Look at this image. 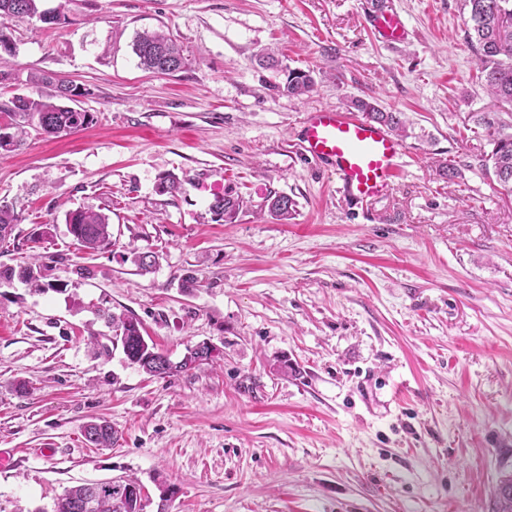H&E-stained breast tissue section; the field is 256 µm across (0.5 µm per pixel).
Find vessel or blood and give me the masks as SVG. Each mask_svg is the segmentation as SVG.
Instances as JSON below:
<instances>
[{
  "mask_svg": "<svg viewBox=\"0 0 512 512\" xmlns=\"http://www.w3.org/2000/svg\"><path fill=\"white\" fill-rule=\"evenodd\" d=\"M370 23L390 44L407 34L401 15L391 8L374 14ZM300 147L304 156L335 175L345 197L356 203L386 194L401 174V142L385 126L351 112L307 113Z\"/></svg>",
  "mask_w": 512,
  "mask_h": 512,
  "instance_id": "vessel-or-blood-1",
  "label": "vessel or blood"
}]
</instances>
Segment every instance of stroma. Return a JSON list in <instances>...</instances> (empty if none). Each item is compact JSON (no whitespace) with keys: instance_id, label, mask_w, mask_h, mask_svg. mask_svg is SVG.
Segmentation results:
<instances>
[{"instance_id":"35a3bbf8","label":"stroma","mask_w":512,"mask_h":512,"mask_svg":"<svg viewBox=\"0 0 512 512\" xmlns=\"http://www.w3.org/2000/svg\"><path fill=\"white\" fill-rule=\"evenodd\" d=\"M392 4L408 31L393 45L369 27L375 0H42L59 24L6 21L0 124L57 79L90 88L78 106L94 120L0 150V204L19 216L0 266L38 261L50 284L0 286V512L119 478L143 485L144 512H492L512 473V196L472 116L502 106L463 0ZM143 31L169 33L186 67L142 69ZM263 49L313 91H277ZM354 97L411 122L399 179L363 204L297 146L305 113ZM169 175L182 187L160 193ZM227 193L244 200L231 223L210 209ZM271 193L294 201L290 220ZM87 208L108 215L109 250L74 245L65 215ZM132 247L156 254L152 273ZM102 309L138 318L172 360L202 342L220 355L150 377L112 348ZM92 332L109 357L90 354ZM98 417L112 447L85 440Z\"/></svg>"}]
</instances>
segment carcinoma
<instances>
[{
  "mask_svg": "<svg viewBox=\"0 0 512 512\" xmlns=\"http://www.w3.org/2000/svg\"><path fill=\"white\" fill-rule=\"evenodd\" d=\"M40 0H0V52L12 53L10 42L3 32L4 22L23 16H41ZM468 8L466 37L477 55L481 77L489 94L499 103L512 107V0H464ZM133 51L144 69L153 73L165 70L173 63L186 64L182 48L162 31L143 32L136 36ZM314 88L310 73L291 69L288 71L282 92L292 97L308 94ZM77 100L68 97L57 88L47 100L39 96H17L8 113L10 123V147L0 143L1 150L20 148L33 127L50 138L66 136L89 125L91 113L73 107ZM351 107L373 121L386 125L395 135L407 133L406 121L399 112H385L379 105L363 98L351 100ZM474 124L481 129L493 145L488 159L482 164L485 171L495 177L504 190L512 194V121L503 118L501 112H478ZM244 200L228 194L217 196L211 210L224 216V222H232L242 210ZM269 213L280 221L292 216L294 202L281 200L277 194L267 197ZM17 216L9 208L0 206V241L11 234ZM69 233L79 249L92 253L112 246L109 217L91 209H77L66 213ZM18 279L38 290H46L51 284L43 282L41 267L27 265L19 269L0 268V285ZM106 321L116 331L127 359L156 378H166L187 372L195 366L211 361L219 351L213 349L201 355L198 348L187 349L182 360L173 362L163 359L154 344L148 343L140 321L132 316L106 315ZM84 437L94 448H110L114 431L106 420L88 424ZM143 488L134 478L126 480H100L66 489L53 504L52 512H144ZM493 512H512V476L499 480L493 490Z\"/></svg>",
  "mask_w": 512,
  "mask_h": 512,
  "instance_id": "cac0c4a2",
  "label": "carcinoma"
}]
</instances>
